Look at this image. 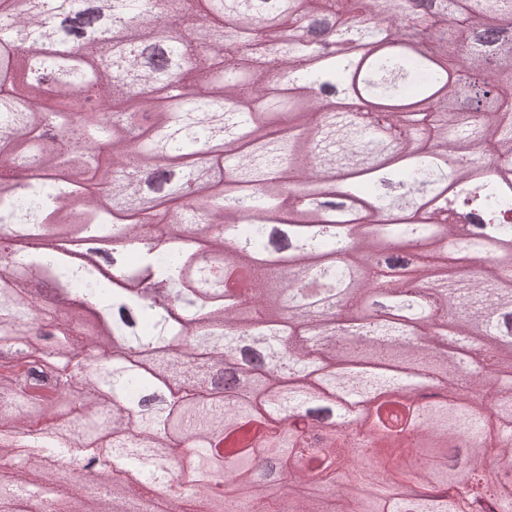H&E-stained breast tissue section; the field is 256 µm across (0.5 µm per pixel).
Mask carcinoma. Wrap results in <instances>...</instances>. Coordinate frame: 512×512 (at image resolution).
Listing matches in <instances>:
<instances>
[{
  "mask_svg": "<svg viewBox=\"0 0 512 512\" xmlns=\"http://www.w3.org/2000/svg\"><path fill=\"white\" fill-rule=\"evenodd\" d=\"M196 2L0 0V86L15 88L0 156L16 173L0 183V512H133L111 474L159 488L175 464L192 494L233 470L238 512H512V475L451 499L459 439L493 432L512 461V163L497 164L512 160V58L485 55L496 81L456 77L486 26L512 34V0H204L200 20ZM407 20L421 45L402 43ZM318 81L345 97L288 88ZM329 195L350 205L289 206ZM169 198L183 206L160 232L126 223ZM472 202L488 230L463 234ZM89 240L138 263L92 266ZM415 240L494 271L459 288L429 263L388 277ZM234 270L261 289L225 288ZM297 279L344 295L307 314ZM482 346L505 376L492 419L461 394ZM400 400L373 441L386 478L343 479L336 423L312 405L368 421ZM409 415L428 421L420 501L396 465ZM66 459L88 461L91 487L66 494L49 469Z\"/></svg>",
  "mask_w": 512,
  "mask_h": 512,
  "instance_id": "1",
  "label": "carcinoma"
}]
</instances>
